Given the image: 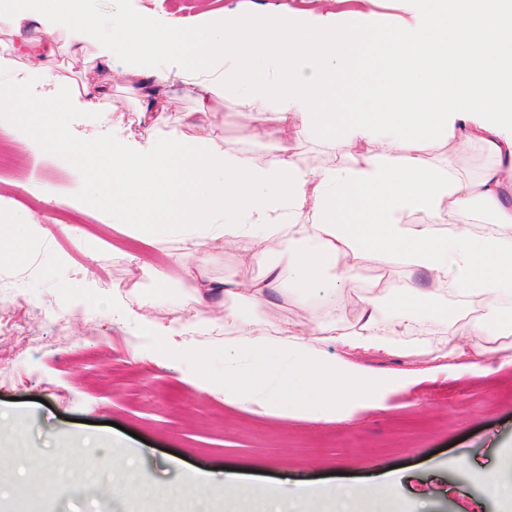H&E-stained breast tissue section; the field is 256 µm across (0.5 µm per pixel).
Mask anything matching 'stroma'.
<instances>
[{"instance_id": "35a3bbf8", "label": "stroma", "mask_w": 512, "mask_h": 512, "mask_svg": "<svg viewBox=\"0 0 512 512\" xmlns=\"http://www.w3.org/2000/svg\"><path fill=\"white\" fill-rule=\"evenodd\" d=\"M190 4L88 0V9L106 19L146 9L192 27L200 20ZM55 70L111 87L133 121L138 94L120 64L101 71L65 58ZM67 122L79 150L112 129L101 112H74ZM215 122L225 146L259 163L274 153V141L255 140L232 105ZM28 123L50 129L45 103L31 101L22 117L0 112L12 156L0 175V213L31 218L0 227V276L21 284L14 294L0 290V308L24 305L17 336L0 341V356L14 361L13 378H0V437L16 450L0 473L5 512H198L195 501H174L170 483L206 477L220 487L228 476L274 492L267 503H240V512H272L302 489L309 498L301 512H333L337 486L387 482L398 484L408 512H512L511 498L489 496L482 485L492 469L512 480V335L486 349L456 324L424 322L439 348L463 351L435 361L324 342L329 359L398 383L383 402L347 417L225 403L212 384L224 372L223 329L164 336L152 327L169 311L188 317L196 306L193 284L174 259L179 243L144 237L142 253H128L130 237L112 223L107 194L87 195L71 158L30 144ZM292 148L309 169L348 160L345 144L305 131ZM235 254L204 248L197 259L216 277L261 274V265L240 264ZM107 270L130 287H104ZM103 447L130 455L143 494L114 498L107 475L94 467ZM35 466L60 486L58 495L26 488Z\"/></svg>"}]
</instances>
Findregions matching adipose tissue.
Returning <instances> with one entry per match:
<instances>
[{"instance_id":"1","label":"adipose tissue","mask_w":512,"mask_h":512,"mask_svg":"<svg viewBox=\"0 0 512 512\" xmlns=\"http://www.w3.org/2000/svg\"><path fill=\"white\" fill-rule=\"evenodd\" d=\"M309 2L263 16L213 10L208 25L189 29L145 12L113 16L107 27L86 0L59 9L0 0V73L16 77L0 90V112L27 113L28 87L47 84V105L118 113L107 90L50 74L46 62L63 54L100 69L121 61L139 92L141 134L118 131L77 154L60 130L48 149L81 168L104 163L113 223L177 239L184 270L203 245L234 244L240 262L264 264L249 280L205 275L193 286L195 319L237 327L224 339L225 400L352 412L384 382L329 360L323 341L363 351L402 341L433 353L416 329L425 317L447 321L449 292L496 313V335H512L504 307L512 298V0H403L412 18L390 30L338 22L342 0ZM130 25L141 38L127 34ZM359 68L372 75L362 108L337 111V85ZM176 80L195 108L185 126L165 128V89ZM227 101L254 138L276 139V155L260 164L225 147L209 116ZM302 128L353 144L350 162L303 167L288 147ZM441 135L480 147L491 165L472 177L453 160L430 163ZM477 207L492 217L478 231L465 221ZM416 213L426 223H412ZM368 265L381 276L362 288L353 273ZM280 295L312 306L306 331L283 322L267 333ZM348 307L353 323L338 324Z\"/></svg>"}]
</instances>
